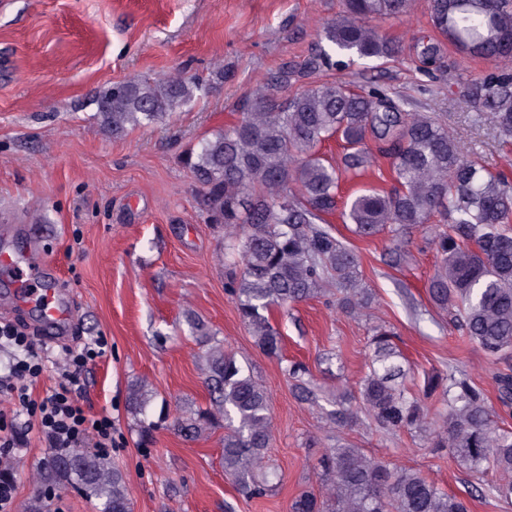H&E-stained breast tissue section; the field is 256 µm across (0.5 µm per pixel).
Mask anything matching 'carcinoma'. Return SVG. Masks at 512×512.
<instances>
[{
  "label": "carcinoma",
  "instance_id": "carcinoma-1",
  "mask_svg": "<svg viewBox=\"0 0 512 512\" xmlns=\"http://www.w3.org/2000/svg\"><path fill=\"white\" fill-rule=\"evenodd\" d=\"M410 6L411 0H344L310 57L299 65L283 63L239 100L235 125L182 158L200 187L204 222L224 227L225 288L268 355L281 346L270 318L274 308L321 295L330 281L342 294L338 307L347 313L372 300L357 255L321 227L340 205L345 222L361 237L386 228L397 238L416 230L431 234L438 261L428 282L430 300L453 314L456 326L487 355L512 353V177L470 160L469 148L437 118L404 109L380 88L356 92L324 83L288 93L333 61L348 66L396 56L398 44L368 20L405 15ZM430 13L434 27L460 52L490 62L512 58V0H430ZM212 89V83L180 73L132 79L101 91L95 115L121 135L168 121ZM462 93L473 103L474 123L489 115L499 136L512 138L511 72L467 81ZM370 133L391 159L393 186L362 188L343 200V175L372 160ZM333 137L347 150L340 166L319 153ZM395 336L374 329L369 372L358 394L344 393L346 401L358 403L383 429L417 433L429 427L422 398L438 395L448 412L430 432V447L448 451L473 473L499 471L494 491L511 499L512 433L491 425L483 392L453 373L427 377L420 396L410 392L401 382L406 369ZM497 381L500 402L509 408L512 376L499 374ZM205 383L215 409L178 418L174 426L194 438L224 425V471L243 496L264 495L271 442L267 390L219 344L210 348ZM318 464L325 491L301 494L292 512H469L464 499L419 472L392 467L359 448H328ZM38 471L43 493L31 512H42L46 493L68 486L96 500V512H131L125 475L105 455L56 448Z\"/></svg>",
  "mask_w": 512,
  "mask_h": 512
}]
</instances>
